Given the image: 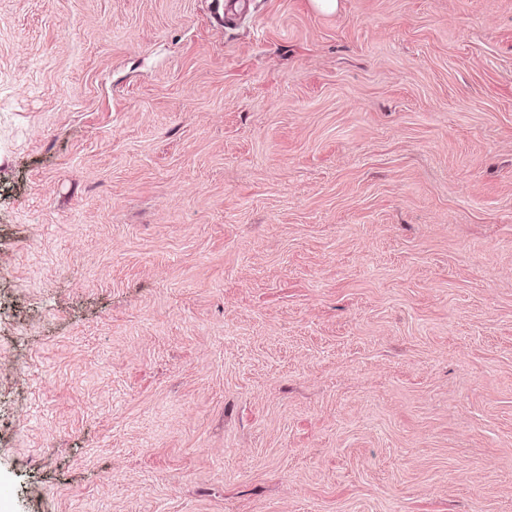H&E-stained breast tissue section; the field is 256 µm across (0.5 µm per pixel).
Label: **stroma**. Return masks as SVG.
<instances>
[{
	"label": "stroma",
	"mask_w": 512,
	"mask_h": 512,
	"mask_svg": "<svg viewBox=\"0 0 512 512\" xmlns=\"http://www.w3.org/2000/svg\"><path fill=\"white\" fill-rule=\"evenodd\" d=\"M0 0V512H512V0Z\"/></svg>",
	"instance_id": "35a3bbf8"
}]
</instances>
